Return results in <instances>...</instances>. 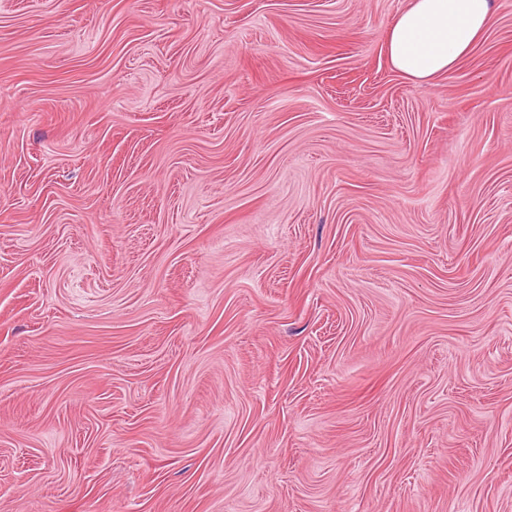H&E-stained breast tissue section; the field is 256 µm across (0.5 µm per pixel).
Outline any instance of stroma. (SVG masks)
I'll list each match as a JSON object with an SVG mask.
<instances>
[{"label":"stroma","instance_id":"35a3bbf8","mask_svg":"<svg viewBox=\"0 0 512 512\" xmlns=\"http://www.w3.org/2000/svg\"><path fill=\"white\" fill-rule=\"evenodd\" d=\"M0 0V512H512V0ZM496 11L497 0H409L388 33L393 69L417 83L447 73L489 29Z\"/></svg>","mask_w":512,"mask_h":512}]
</instances>
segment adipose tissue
Listing matches in <instances>:
<instances>
[{
    "label": "adipose tissue",
    "mask_w": 512,
    "mask_h": 512,
    "mask_svg": "<svg viewBox=\"0 0 512 512\" xmlns=\"http://www.w3.org/2000/svg\"><path fill=\"white\" fill-rule=\"evenodd\" d=\"M496 11L497 0H409L388 33L393 69L417 83L447 73L489 29Z\"/></svg>",
    "instance_id": "1"
}]
</instances>
